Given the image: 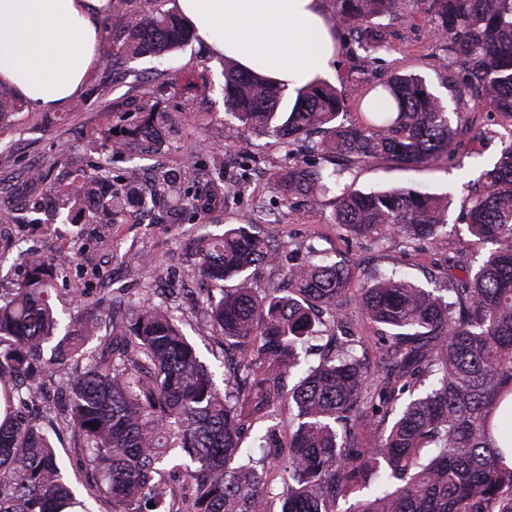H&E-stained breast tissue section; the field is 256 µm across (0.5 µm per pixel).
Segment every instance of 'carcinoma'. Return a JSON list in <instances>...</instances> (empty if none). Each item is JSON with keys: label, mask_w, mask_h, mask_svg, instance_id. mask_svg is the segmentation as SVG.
<instances>
[{"label": "carcinoma", "mask_w": 512, "mask_h": 512, "mask_svg": "<svg viewBox=\"0 0 512 512\" xmlns=\"http://www.w3.org/2000/svg\"><path fill=\"white\" fill-rule=\"evenodd\" d=\"M418 2L443 39L456 104H488L512 122V0ZM339 3L336 25L370 51L383 46L373 19L398 11L402 0ZM191 35L178 15L157 7L130 20L125 52L161 56ZM372 90L387 94L391 107L348 124L342 95L324 80L287 95L224 63L228 132L243 126L287 145L302 141L323 160L280 167L283 199L332 192V223L378 247L397 235L415 250L457 231L448 227V202L412 187L365 193L341 179L376 158L411 170L450 157L458 132L416 74H393ZM160 129L150 116L114 148ZM222 174L221 158L194 206L235 194ZM477 183L465 231L489 254L461 276L456 257H445L431 288L316 250L303 264H284L286 245L259 230L260 202L247 223L202 236L198 273L210 287L197 295L222 345L221 386L169 310L149 299H114L106 318L87 307L57 337L55 272L29 257L26 277L0 303V512H93L94 503L104 512H264L260 491L276 476L280 512H338L340 501L371 486L376 494L346 512H512V467L502 463L491 423L512 391V141ZM180 198L181 177L158 167L141 206ZM85 202L106 224L130 194L125 184L84 177L53 207ZM260 266L271 271L262 287L249 282ZM231 279L238 287L225 288ZM349 298L374 335L357 334ZM323 337L319 363L296 377L301 353ZM367 342L379 355L372 370L357 354ZM51 366L65 392L54 421L77 452L80 497L29 410L45 399ZM282 406L288 429L274 423L256 432V454L242 447L254 424Z\"/></svg>", "instance_id": "cac0c4a2"}]
</instances>
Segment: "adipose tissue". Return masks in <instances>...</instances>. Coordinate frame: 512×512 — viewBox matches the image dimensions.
Masks as SVG:
<instances>
[{
	"mask_svg": "<svg viewBox=\"0 0 512 512\" xmlns=\"http://www.w3.org/2000/svg\"><path fill=\"white\" fill-rule=\"evenodd\" d=\"M212 52L295 87L328 76L336 37L322 0H177ZM109 0H0V85L33 107L76 103Z\"/></svg>",
	"mask_w": 512,
	"mask_h": 512,
	"instance_id": "adipose-tissue-1",
	"label": "adipose tissue"
}]
</instances>
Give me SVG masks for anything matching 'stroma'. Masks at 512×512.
<instances>
[{
	"label": "stroma",
	"mask_w": 512,
	"mask_h": 512,
	"mask_svg": "<svg viewBox=\"0 0 512 512\" xmlns=\"http://www.w3.org/2000/svg\"><path fill=\"white\" fill-rule=\"evenodd\" d=\"M151 5L152 0H110L99 20L97 63L76 104L40 110L21 99L0 119V209L11 214L8 222L0 223V295L23 279L28 253H37L57 271L53 302L62 320L76 314L81 301L102 310L116 297L165 303L201 359L220 375L223 353L202 321L189 275L198 262V238L244 223L253 200H262L266 208L262 231L288 243L292 263L307 260L312 245L333 256H354L370 268L398 269L423 286L444 254L481 263L484 251L463 236L425 242L416 251L404 250L396 238L376 247L333 224L329 199L284 201L274 186V173L285 155L300 162L309 156L298 146L249 129L230 140L224 127L223 57L196 38L162 58H133L123 51L128 12ZM377 24L384 47L367 65L347 31L336 33L338 52L327 81L342 93L347 121H360L368 90L378 78L395 72L422 76L430 91L453 102L454 77L441 65L443 41L417 0H406L403 14L379 18ZM150 112L174 120L163 127L162 144L155 148L145 142L114 153L115 136L142 124ZM448 117L454 125L475 121L479 136L461 137L453 156L413 171L388 159L359 164L347 174V183L363 192L411 186L448 196V220L460 221L468 209L470 181L497 161L512 140V125L487 105L475 113L452 111ZM216 154L223 155L228 178L243 182L245 190L222 208L192 207L189 199L200 191L194 175ZM158 162L182 175L188 190L187 198L164 216L131 206L109 224L92 223L86 207L48 214L53 197L66 194L79 175L108 172L121 182L133 173L144 182ZM35 169L42 185L28 182ZM133 256L148 261L136 274L128 267Z\"/></svg>",
	"instance_id": "35a3bbf8"
}]
</instances>
